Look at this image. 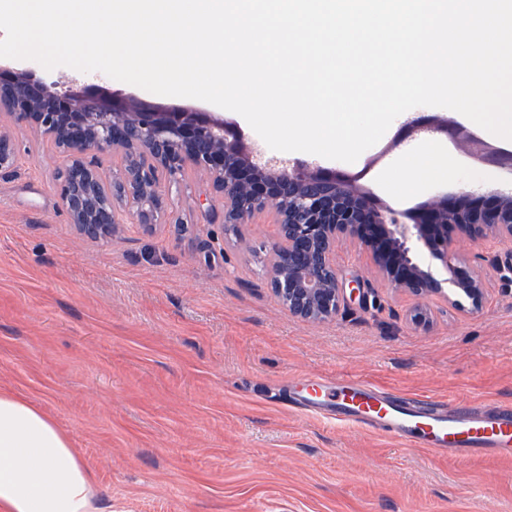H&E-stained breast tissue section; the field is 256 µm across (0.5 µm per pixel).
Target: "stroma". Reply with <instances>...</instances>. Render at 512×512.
Returning <instances> with one entry per match:
<instances>
[{
	"label": "stroma",
	"instance_id": "35a3bbf8",
	"mask_svg": "<svg viewBox=\"0 0 512 512\" xmlns=\"http://www.w3.org/2000/svg\"><path fill=\"white\" fill-rule=\"evenodd\" d=\"M394 147L363 185L404 210L465 185L512 188V168L473 163L438 141L451 172L398 197ZM0 170V391L38 407L71 439L98 489V512H512V459L409 448L289 407L290 381L354 375L386 390L473 403L512 401V240L456 243L483 276L479 312L440 298L413 322V297L349 243L336 267L356 291L336 318L289 313L270 286L264 210L226 230L224 196L187 166L171 223L120 225L78 239L54 189V143L14 130ZM211 213L197 223L200 209Z\"/></svg>",
	"mask_w": 512,
	"mask_h": 512
}]
</instances>
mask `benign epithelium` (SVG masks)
I'll use <instances>...</instances> for the list:
<instances>
[{
    "mask_svg": "<svg viewBox=\"0 0 512 512\" xmlns=\"http://www.w3.org/2000/svg\"><path fill=\"white\" fill-rule=\"evenodd\" d=\"M19 80L11 67H0V115L15 127L50 138L66 158L55 189L80 236L111 239L120 224L117 200L134 223H162L170 206L168 196L158 192L152 209H142L136 202L137 180L152 182L161 171L175 176L190 163L206 171L215 189L224 193L225 227L248 223L258 210L275 209L278 236L268 246L271 288L302 320L334 318L347 302V288L334 263L341 242L369 250L377 273L394 288L418 300L441 296L476 311L482 308L483 279L458 261L454 236L512 240V213L503 208L512 200V191L461 190L444 196L446 201L463 196L470 202L471 220L461 224L439 223L435 201L414 211H383L366 191L308 163L293 162L259 175L252 164L242 163L246 145L224 127L222 115L162 111L126 96L114 97L107 105L92 93L76 104L62 79L32 81L21 94L10 91ZM136 105L140 112L134 119L123 120ZM88 114L99 115L97 129L87 128ZM129 148L136 151L135 174L127 181L109 182L96 168L97 155ZM15 155L12 137L0 131V168L13 163ZM229 174L245 186L253 200L251 208H235L226 187ZM300 184L309 189L295 199L290 214L283 201ZM419 251L440 262L448 278L440 280L420 265L414 257Z\"/></svg>",
    "mask_w": 512,
    "mask_h": 512,
    "instance_id": "obj_1",
    "label": "benign epithelium"
}]
</instances>
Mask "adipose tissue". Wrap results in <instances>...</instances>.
Returning a JSON list of instances; mask_svg holds the SVG:
<instances>
[{
    "mask_svg": "<svg viewBox=\"0 0 512 512\" xmlns=\"http://www.w3.org/2000/svg\"><path fill=\"white\" fill-rule=\"evenodd\" d=\"M434 149L408 155L397 172L408 195L445 179ZM97 490L66 433L23 398L0 393V512H96Z\"/></svg>",
    "mask_w": 512,
    "mask_h": 512,
    "instance_id": "ef3b65f1",
    "label": "adipose tissue"
}]
</instances>
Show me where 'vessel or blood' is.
<instances>
[{"instance_id": "1", "label": "vessel or blood", "mask_w": 512, "mask_h": 512, "mask_svg": "<svg viewBox=\"0 0 512 512\" xmlns=\"http://www.w3.org/2000/svg\"><path fill=\"white\" fill-rule=\"evenodd\" d=\"M288 395L294 404L361 424L413 448H468L512 456V403L500 404L490 413L451 408L429 396L382 392L349 376L303 378L290 385Z\"/></svg>"}]
</instances>
